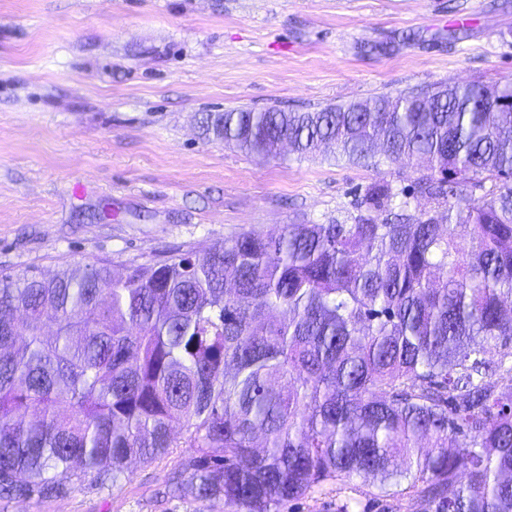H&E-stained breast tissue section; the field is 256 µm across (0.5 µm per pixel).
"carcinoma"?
Here are the masks:
<instances>
[{"mask_svg": "<svg viewBox=\"0 0 512 512\" xmlns=\"http://www.w3.org/2000/svg\"><path fill=\"white\" fill-rule=\"evenodd\" d=\"M199 122L264 158L428 166L349 221L118 277H1L0 502L192 448L172 491L232 512L342 478L419 512H512V80Z\"/></svg>", "mask_w": 512, "mask_h": 512, "instance_id": "carcinoma-1", "label": "carcinoma"}]
</instances>
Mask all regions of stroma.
I'll return each instance as SVG.
<instances>
[{
	"instance_id": "1",
	"label": "stroma",
	"mask_w": 512,
	"mask_h": 512,
	"mask_svg": "<svg viewBox=\"0 0 512 512\" xmlns=\"http://www.w3.org/2000/svg\"><path fill=\"white\" fill-rule=\"evenodd\" d=\"M512 80V0H0V276L202 254L241 232L345 218L404 164L279 163L205 137L204 112ZM136 463L5 512H222ZM356 478L280 512H410Z\"/></svg>"
}]
</instances>
